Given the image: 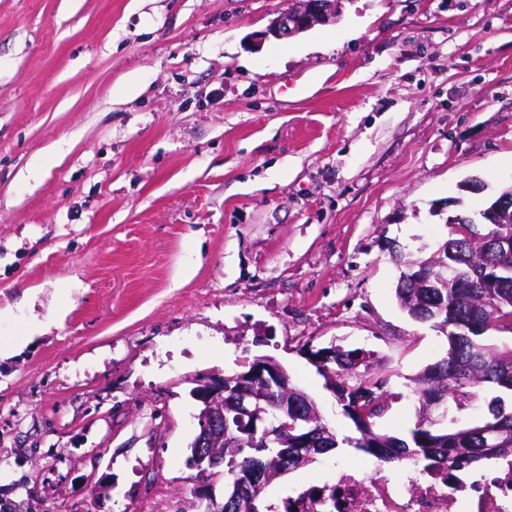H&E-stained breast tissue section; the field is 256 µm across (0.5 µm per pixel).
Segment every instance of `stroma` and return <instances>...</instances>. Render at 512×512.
<instances>
[{"mask_svg":"<svg viewBox=\"0 0 512 512\" xmlns=\"http://www.w3.org/2000/svg\"><path fill=\"white\" fill-rule=\"evenodd\" d=\"M287 6L0 0V512H189L191 391L258 356L353 437L310 354L370 352L408 438L447 338L392 253L512 185V0H345L251 49Z\"/></svg>","mask_w":512,"mask_h":512,"instance_id":"obj_1","label":"stroma"}]
</instances>
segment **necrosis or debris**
<instances>
[{
  "instance_id": "1",
  "label": "necrosis or debris",
  "mask_w": 512,
  "mask_h": 512,
  "mask_svg": "<svg viewBox=\"0 0 512 512\" xmlns=\"http://www.w3.org/2000/svg\"><path fill=\"white\" fill-rule=\"evenodd\" d=\"M335 481L316 479L288 499V512H512V457L474 472L410 464L398 475L350 462Z\"/></svg>"
}]
</instances>
